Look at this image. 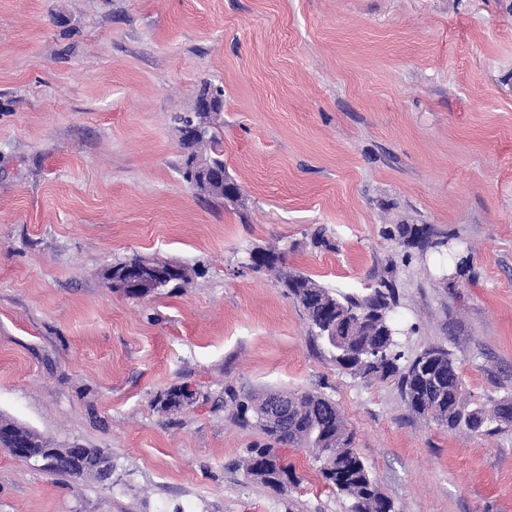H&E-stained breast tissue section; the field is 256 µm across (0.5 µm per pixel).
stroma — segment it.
I'll return each instance as SVG.
<instances>
[{
	"mask_svg": "<svg viewBox=\"0 0 512 512\" xmlns=\"http://www.w3.org/2000/svg\"><path fill=\"white\" fill-rule=\"evenodd\" d=\"M206 82L231 199L182 176L175 117ZM270 248L276 271L245 266ZM133 255L197 273L111 292ZM289 273L390 281L407 356L444 347L472 404L512 399V0H0V415L112 462L0 451V512H345L306 450L299 484L247 476L266 437L228 388L331 398L395 512H512V423L451 432L343 372ZM182 383L201 401L154 407ZM78 453L74 458L64 459L58 469L54 472L66 473L75 477H82L85 474L91 473L88 471L82 470L81 460L87 458L89 461L97 458H101L104 456L100 453L97 448H77Z\"/></svg>",
	"mask_w": 512,
	"mask_h": 512,
	"instance_id": "stroma-1",
	"label": "stroma"
}]
</instances>
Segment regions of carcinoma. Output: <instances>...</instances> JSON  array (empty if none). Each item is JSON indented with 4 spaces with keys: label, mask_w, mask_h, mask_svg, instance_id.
Listing matches in <instances>:
<instances>
[{
    "label": "carcinoma",
    "mask_w": 512,
    "mask_h": 512,
    "mask_svg": "<svg viewBox=\"0 0 512 512\" xmlns=\"http://www.w3.org/2000/svg\"><path fill=\"white\" fill-rule=\"evenodd\" d=\"M177 121L181 145L189 151L196 144L190 130L194 120L189 116H179ZM281 284L300 304L317 336L336 350L345 346L352 353L347 358H336V364L360 379L398 378L404 401L415 414L450 432L460 429L488 432V425L493 421L512 422V414L504 413L498 404L490 414L482 408L471 406L454 359L447 349L435 347L421 353V356L429 357L436 363L451 389L449 401L437 404L427 396L424 384L414 375L417 359L404 366L400 364L404 353L395 329L390 327L389 334L384 337L377 335L385 325L391 324L390 315H385L376 325L369 322L357 324L344 319L347 310L366 316L380 309L392 310L396 297L391 282L383 279L365 296L346 295L342 298L302 274L289 278L285 276ZM181 390L180 385L168 389L156 398V405L164 411L179 410ZM225 394L234 405L235 418L240 424L261 430L273 441L271 445L250 449V455L245 460L248 476L272 488H283L285 484L282 480L293 481L296 476L292 467L273 449V445L309 448L320 463L319 474L324 483L348 501L347 512H392L391 501L380 491L368 466L352 448L353 435L331 399L313 392H300L289 414L288 425L268 427L258 419L266 396H240L231 389ZM100 457L102 454L96 448H80L76 456L59 465L58 471L81 477L85 475L81 460Z\"/></svg>",
    "instance_id": "cac0c4a2"
}]
</instances>
